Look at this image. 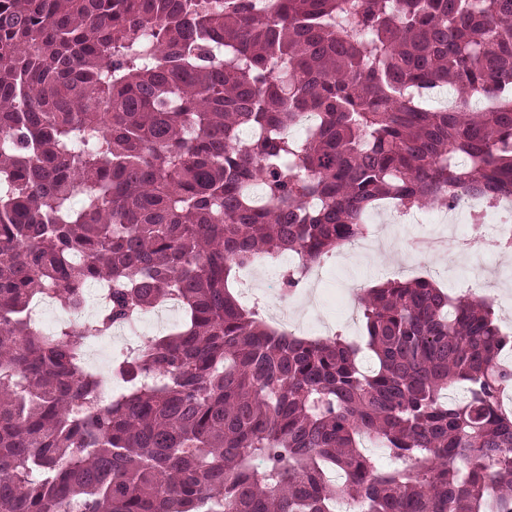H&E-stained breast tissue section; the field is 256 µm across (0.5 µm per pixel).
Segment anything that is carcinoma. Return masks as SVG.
I'll list each match as a JSON object with an SVG mask.
<instances>
[{
    "mask_svg": "<svg viewBox=\"0 0 512 512\" xmlns=\"http://www.w3.org/2000/svg\"><path fill=\"white\" fill-rule=\"evenodd\" d=\"M464 194L512 197V0H0V512H512L492 301L386 280L358 342L234 290L290 253L287 298L380 201ZM92 282L43 335L33 302ZM172 296L174 331L85 361ZM103 302L104 295L102 288L97 285H91L85 289V303L79 312H70L66 310L60 311L55 309L53 307V302L51 301L50 296H45L39 299V301L34 304L32 309H34L36 306H40V310L50 309L54 311L53 320L51 322L41 324V328L43 330L51 333L61 323L76 321L80 313H96L97 309L100 308Z\"/></svg>",
    "mask_w": 512,
    "mask_h": 512,
    "instance_id": "1",
    "label": "carcinoma"
}]
</instances>
